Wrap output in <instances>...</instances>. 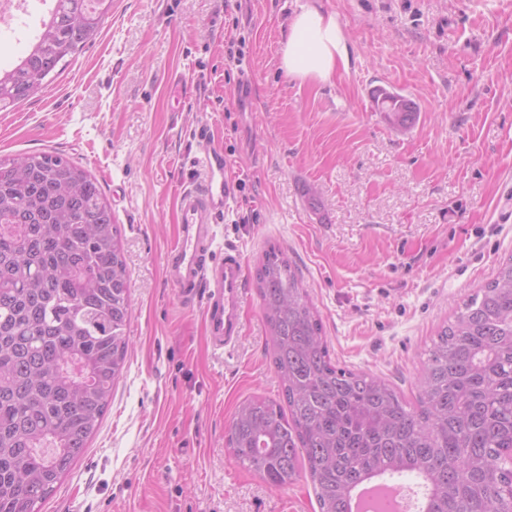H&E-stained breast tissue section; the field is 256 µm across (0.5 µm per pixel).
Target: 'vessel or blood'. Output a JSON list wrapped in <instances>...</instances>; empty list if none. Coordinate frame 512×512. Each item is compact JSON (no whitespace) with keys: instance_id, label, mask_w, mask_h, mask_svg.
<instances>
[{"instance_id":"b4317fda","label":"vessel or blood","mask_w":512,"mask_h":512,"mask_svg":"<svg viewBox=\"0 0 512 512\" xmlns=\"http://www.w3.org/2000/svg\"><path fill=\"white\" fill-rule=\"evenodd\" d=\"M205 175L201 187L184 190L178 199V226L168 250L164 275L186 302H200L205 338L214 353H232L242 338L245 299L243 258L238 249L225 248L215 258L216 224L234 193L227 176L224 150L208 133L197 137L194 157Z\"/></svg>"}]
</instances>
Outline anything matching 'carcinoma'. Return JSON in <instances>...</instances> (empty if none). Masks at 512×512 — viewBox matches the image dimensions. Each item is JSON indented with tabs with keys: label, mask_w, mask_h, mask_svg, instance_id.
Wrapping results in <instances>:
<instances>
[{
	"label": "carcinoma",
	"mask_w": 512,
	"mask_h": 512,
	"mask_svg": "<svg viewBox=\"0 0 512 512\" xmlns=\"http://www.w3.org/2000/svg\"><path fill=\"white\" fill-rule=\"evenodd\" d=\"M108 12L55 0L0 108L36 93ZM409 130L415 104L376 97ZM256 281L283 402L247 398L228 444L270 486L308 464L319 512H350L371 477L413 478L421 512H512V256L432 339L408 404L385 379L337 366L298 270L265 249ZM127 264L101 184L58 153L0 156V512H40L87 448L128 351Z\"/></svg>",
	"instance_id": "obj_1"
}]
</instances>
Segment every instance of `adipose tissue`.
Segmentation results:
<instances>
[{"label": "adipose tissue", "mask_w": 512, "mask_h": 512, "mask_svg": "<svg viewBox=\"0 0 512 512\" xmlns=\"http://www.w3.org/2000/svg\"><path fill=\"white\" fill-rule=\"evenodd\" d=\"M351 46L335 13L302 7L288 23L281 67L288 77L327 81L351 65Z\"/></svg>", "instance_id": "ef3b65f1"}]
</instances>
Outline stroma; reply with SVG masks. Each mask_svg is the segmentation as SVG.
<instances>
[{
  "label": "stroma",
  "instance_id": "35a3bbf8",
  "mask_svg": "<svg viewBox=\"0 0 512 512\" xmlns=\"http://www.w3.org/2000/svg\"><path fill=\"white\" fill-rule=\"evenodd\" d=\"M305 5L335 11L351 45L325 82L280 67ZM380 88L415 103L407 134L377 111ZM204 129L235 183L217 243L245 262L243 335L224 359L163 275ZM42 150L101 184L131 312L112 401L40 512H319L309 480L271 487L227 445L238 402L282 398L259 258L287 253L336 363L415 401L432 338L512 254V0H112L94 42L0 112L1 156Z\"/></svg>",
  "mask_w": 512,
  "mask_h": 512
}]
</instances>
